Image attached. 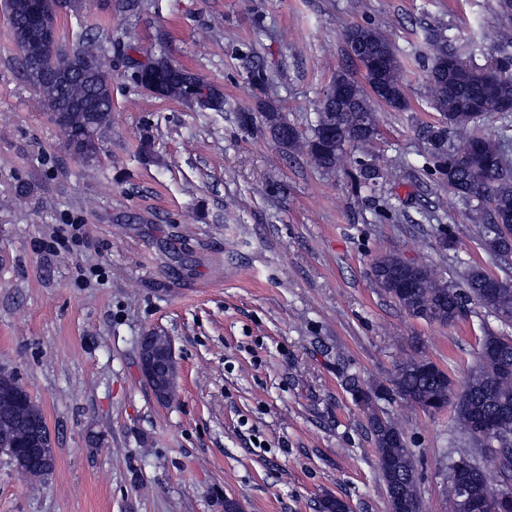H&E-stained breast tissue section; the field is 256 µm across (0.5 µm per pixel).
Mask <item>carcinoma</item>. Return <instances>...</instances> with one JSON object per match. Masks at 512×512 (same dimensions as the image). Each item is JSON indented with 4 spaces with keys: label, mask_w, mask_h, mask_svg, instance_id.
Masks as SVG:
<instances>
[{
    "label": "carcinoma",
    "mask_w": 512,
    "mask_h": 512,
    "mask_svg": "<svg viewBox=\"0 0 512 512\" xmlns=\"http://www.w3.org/2000/svg\"><path fill=\"white\" fill-rule=\"evenodd\" d=\"M29 0H7L6 10L12 17L10 30L15 47L22 58L23 72L31 87L39 83L37 73L30 68L34 62L49 57L66 59L69 55L90 57L96 63L97 80L75 77L59 86H43L37 94L47 106L55 105L59 112L52 118L65 137L66 147H81L92 156L97 151L95 141L112 125V89L108 81L112 60L106 47L96 38L78 29L71 34V44L58 42L47 45L28 40L24 34ZM346 44L358 42L365 49L381 51L387 56L383 74L391 86L393 97L387 105L395 110L408 108V100L401 77V65L393 45L374 26L354 25L344 33ZM430 54L427 57L426 99L431 109L443 118L439 124L426 125L418 130L419 137L428 145L430 171L448 185V205L465 208L466 215L477 228L482 246L494 257L512 256V237L506 238L500 224L512 225V126L504 124L492 137L484 136L481 148L470 155L457 157L449 153L448 133L453 128L476 125L492 114L507 117L498 103L512 98V29L505 28L500 35L499 54L486 67L499 74V86L490 93L478 77L480 67L469 63L473 52L468 44L442 30H432L427 36ZM443 56L455 61L448 72L434 67V59ZM131 79L139 83V72L152 67L166 74L169 97L193 100L207 92L214 103L213 111L224 107L223 94L193 73L171 71L164 56L149 57L141 62L128 58ZM354 58L336 73V79L353 89V96L337 99L324 95L321 111L326 113L335 134L326 139L321 124L313 126L305 147L314 164L323 171L334 172L342 162L346 147L360 151L354 158L360 183L373 190L384 178L378 156L370 147L378 137L374 99L356 78ZM248 80L264 89L270 85L264 67L253 62L248 68ZM264 129L270 138L285 151L300 146L301 134L288 122L284 113L268 106L264 113ZM403 260L394 253H385L372 259L370 274L385 272L393 284L380 289L398 303L405 313L415 318L424 313L428 322L453 326L467 316V302L475 301L488 315L504 325L512 324V288H493L483 271L469 270L466 292H460L432 263H415V270L401 269ZM493 345L487 356H478L476 365L468 372L461 385L440 370L426 355L414 350L401 358L391 379L392 388L365 383L348 371H343L345 385L352 398L367 415L370 438L378 457V466L386 486L390 512H416L421 507L415 458L408 447L399 425L378 411L376 402L391 391L410 407L438 413L453 409L456 436L472 448H500L496 456L497 485L512 484V335L485 332L480 345ZM481 412L489 417L490 432L479 435L474 428V415ZM38 440V447L50 445V434L41 406L19 381L10 374L0 373V451L20 448L28 441ZM471 454L448 456L445 464V493L448 512H461L466 483L457 473L459 465L467 464Z\"/></svg>",
    "instance_id": "carcinoma-1"
}]
</instances>
